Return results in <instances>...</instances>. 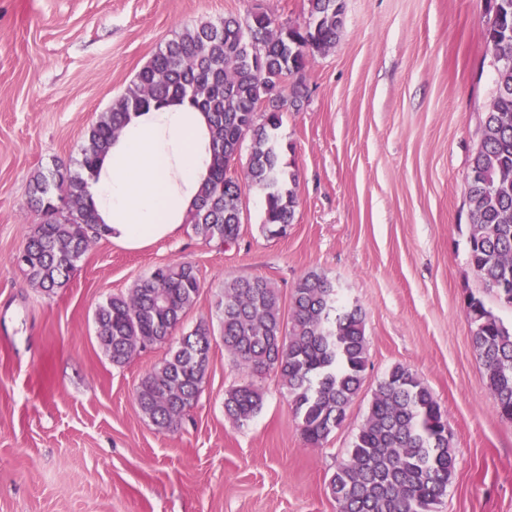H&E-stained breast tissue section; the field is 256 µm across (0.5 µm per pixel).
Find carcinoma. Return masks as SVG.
Wrapping results in <instances>:
<instances>
[{"label": "carcinoma", "mask_w": 512, "mask_h": 512, "mask_svg": "<svg viewBox=\"0 0 512 512\" xmlns=\"http://www.w3.org/2000/svg\"><path fill=\"white\" fill-rule=\"evenodd\" d=\"M302 28H279L264 12L228 15L186 27L137 74L133 86L86 130L80 170L52 169L30 179L31 204L46 216L24 244L28 278L47 293L66 284L98 238L85 204V170L106 150L131 113L152 99L188 95L212 117L219 151L190 224L195 235L222 245L238 240L243 200L233 162L250 140L246 177L265 193L263 223L279 231L293 223L295 174L285 170L274 142L283 113L299 110L301 93L287 78L305 69L314 53L336 43L343 27L342 0H310ZM486 52L495 68V91L466 177L469 261L485 290L512 306V0H494ZM196 267L181 262L156 268L128 294L112 295L94 315L96 336L115 366L147 347L166 344L196 301ZM474 347L483 358L486 386L501 415L512 420V326L483 298L466 302ZM224 349L251 375L274 372L288 390L306 442L319 447L345 420L368 368L365 314L339 303L324 275L311 272L295 285L289 311L264 276L224 286ZM213 331L198 322L147 373L135 392L140 411L158 427L175 430L198 399L210 363ZM253 384L224 392V412L247 423L263 406ZM453 435L428 386L402 365L378 383L349 457L329 481L336 512H436L456 470Z\"/></svg>", "instance_id": "carcinoma-1"}]
</instances>
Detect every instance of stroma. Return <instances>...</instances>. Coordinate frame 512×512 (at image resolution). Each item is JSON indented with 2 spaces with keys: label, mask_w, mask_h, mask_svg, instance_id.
<instances>
[{
  "label": "stroma",
  "mask_w": 512,
  "mask_h": 512,
  "mask_svg": "<svg viewBox=\"0 0 512 512\" xmlns=\"http://www.w3.org/2000/svg\"><path fill=\"white\" fill-rule=\"evenodd\" d=\"M254 11L296 28L309 2L0 0V512H336L329 479L398 364L433 392L453 433L455 478L436 512H512V421L486 389L465 310L485 293L469 261L465 178L495 87L489 0H344L339 38L293 76L302 105L276 132L297 175L285 233L263 230L253 188L229 247L188 226L138 250L98 239L51 295L15 264L43 221L31 176L75 167L87 127L184 28ZM182 261L201 283L187 331L219 323L225 282L255 275L287 301L317 272L362 309L366 379L323 446L305 441L275 373L236 370L218 333L178 429L141 413L136 386L167 349L113 365L94 313ZM249 383L264 404L240 425L224 392Z\"/></svg>",
  "instance_id": "1"
}]
</instances>
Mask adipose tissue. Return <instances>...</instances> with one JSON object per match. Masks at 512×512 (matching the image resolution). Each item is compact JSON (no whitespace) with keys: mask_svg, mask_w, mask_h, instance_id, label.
<instances>
[{"mask_svg":"<svg viewBox=\"0 0 512 512\" xmlns=\"http://www.w3.org/2000/svg\"><path fill=\"white\" fill-rule=\"evenodd\" d=\"M213 159L208 118L190 98H164L131 114L84 173L103 239L139 249L176 237L201 202Z\"/></svg>","mask_w":512,"mask_h":512,"instance_id":"1","label":"adipose tissue"}]
</instances>
